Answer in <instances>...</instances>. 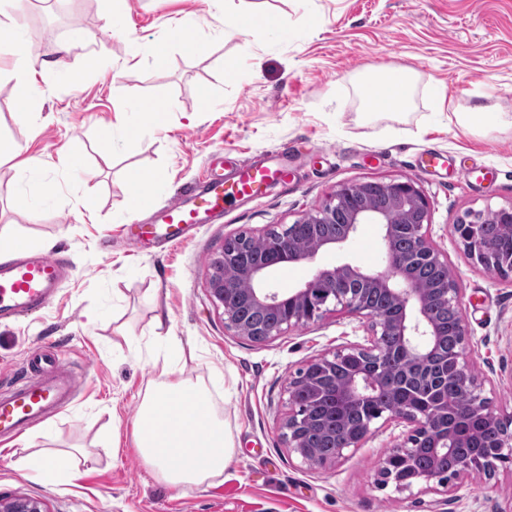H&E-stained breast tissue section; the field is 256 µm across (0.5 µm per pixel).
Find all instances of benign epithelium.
<instances>
[{
    "label": "benign epithelium",
    "mask_w": 512,
    "mask_h": 512,
    "mask_svg": "<svg viewBox=\"0 0 512 512\" xmlns=\"http://www.w3.org/2000/svg\"><path fill=\"white\" fill-rule=\"evenodd\" d=\"M379 186L387 198L384 206L357 204L354 199L363 189L361 183H344L315 212L300 220V224H341L337 234L318 233L302 247L292 241V234L268 239L264 259L250 256V237L237 234L224 240L221 251L209 260L208 289L215 304L223 309L225 327L238 336L255 343L269 341L290 328L306 326L323 318L330 306H339L352 313L362 314L371 322L373 336L368 347L341 348L310 359L302 377L288 381L289 412L280 425L281 437L288 450L309 466L325 465L343 455L344 450L359 448L371 432V426H348L340 436L339 444L322 461L316 459L305 445L307 421L296 415L300 397L328 406L326 420L347 410L369 406L379 394L389 390L377 378L384 364L397 365L400 385L398 396L415 399L419 406L400 404L386 411V419L402 420L410 425L406 439L382 461L380 483L394 485L403 491H432L435 486L448 487V474L433 470L419 472L412 477L399 474L396 461L410 462L416 448L424 445L436 456L446 455L453 448L465 445L467 432H457L448 425V397L442 392L448 380L461 384L471 398L472 408L480 415L484 429L497 432L496 457L475 458L477 470H491L496 463L512 460V434L497 431L501 419L490 398L483 395L481 383L472 374L465 359L466 330H458L459 352L454 363V374H439L441 382L430 383L414 392L412 381L420 380L425 368L437 360V348L444 328L434 316V307L446 309L459 306L457 283L443 281L431 287L420 281L413 270L419 266L448 267V256L436 248L427 234L431 204L417 183L410 179L381 181ZM508 224L512 237V205L493 209L471 210L452 225L453 233L464 245L468 257L484 269L503 275L512 265V251L495 261L485 254L483 224L490 218ZM362 224L381 226L386 250L385 268L364 272L349 264L318 270L299 287L280 292L268 286L269 271L284 261L301 263L313 260L318 254L332 250L350 240ZM234 266L236 277L229 278L224 271ZM248 285L239 293L245 306L274 316L268 323H252L241 318L236 309L224 301L225 295L238 290V282ZM377 292L385 297L389 307L374 309L365 303L364 295ZM0 512H48L41 500L28 496L4 498L0 496Z\"/></svg>",
    "instance_id": "1"
}]
</instances>
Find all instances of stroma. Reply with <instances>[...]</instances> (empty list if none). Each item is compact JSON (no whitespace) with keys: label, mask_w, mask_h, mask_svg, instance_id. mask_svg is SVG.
<instances>
[{"label":"stroma","mask_w":512,"mask_h":512,"mask_svg":"<svg viewBox=\"0 0 512 512\" xmlns=\"http://www.w3.org/2000/svg\"><path fill=\"white\" fill-rule=\"evenodd\" d=\"M17 0L14 16L38 86L31 114L18 112L15 80L0 78V138L20 154L0 165V240L64 258L72 273L40 314L0 322V391L39 347L60 351L81 389L69 408L36 427L35 448H81L78 478L29 477L20 442L0 450V496L41 499L48 512H512V464L470 473L447 491L410 494L381 486L387 453L406 424L376 420L368 440L336 462L309 467L279 426L286 386L311 358L367 345L369 321L336 309L258 344L233 335L214 304L210 257L239 232L258 236L314 211L344 183L413 179L431 203L428 235L448 257L468 334L465 356L502 414H512V278L469 260L451 226L469 210L512 204V128L472 131L450 113L477 106L512 114V0H230L229 10L279 14L287 36L225 31L208 0H126L109 27L108 0ZM185 23L210 44L204 56L169 48L164 69L148 45ZM73 39L67 68L52 65ZM96 67H86L88 56ZM391 69L418 74L413 103L394 114L366 110L361 80ZM212 89L209 101L199 85ZM164 101V127L134 118L136 104ZM129 113L117 126V112ZM284 149L288 175L257 201H240L181 245L138 251L126 225L153 223L158 207L209 171ZM62 151L77 153L64 166ZM433 152L445 171L417 165ZM158 176L154 206L133 211L127 173ZM31 194L28 206L19 195ZM92 197L93 210L80 201ZM377 225L335 250L270 275L284 290L319 269L384 267ZM185 375L210 389L235 452L213 484L182 493L159 481L131 443L147 384L172 345Z\"/></svg>","instance_id":"35a3bbf8"}]
</instances>
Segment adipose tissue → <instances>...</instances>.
Wrapping results in <instances>:
<instances>
[{
    "label": "adipose tissue",
    "mask_w": 512,
    "mask_h": 512,
    "mask_svg": "<svg viewBox=\"0 0 512 512\" xmlns=\"http://www.w3.org/2000/svg\"><path fill=\"white\" fill-rule=\"evenodd\" d=\"M11 0H0V76L17 84L21 112L31 110L36 88L27 82V49L20 27L10 17ZM416 81L406 71H392L366 80L362 99L376 112L405 109L412 100ZM133 445L158 478L170 487L186 490L211 484L221 477L234 449L223 417L207 386L183 376L178 360H168L158 379L147 386L132 433ZM71 450L44 449L24 456L34 478L46 482L72 480Z\"/></svg>",
    "instance_id": "obj_1"
}]
</instances>
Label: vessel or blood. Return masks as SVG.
Listing matches in <instances>:
<instances>
[{"mask_svg":"<svg viewBox=\"0 0 512 512\" xmlns=\"http://www.w3.org/2000/svg\"><path fill=\"white\" fill-rule=\"evenodd\" d=\"M278 157L268 161H244L226 178L203 176L185 203L182 196L169 199L157 224L148 231L131 234V245L150 239L170 248L184 242L190 233L223 215L233 203L261 195L268 182L282 178ZM69 265L55 254L22 252L0 262V321L29 317L54 300ZM82 378L56 357H33L25 374L11 388L0 392V443L5 444L64 409L75 399Z\"/></svg>","mask_w":512,"mask_h":512,"instance_id":"obj_1","label":"vessel or blood"}]
</instances>
